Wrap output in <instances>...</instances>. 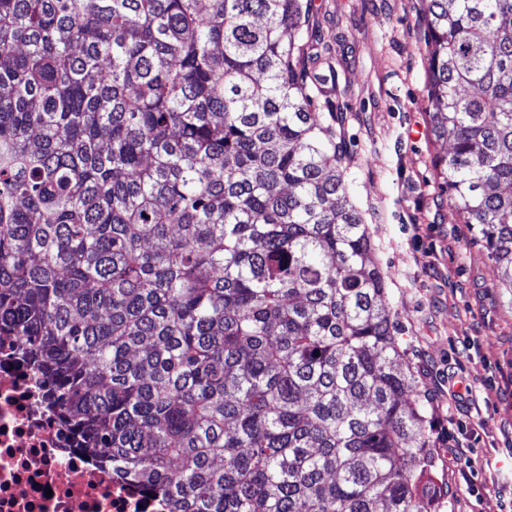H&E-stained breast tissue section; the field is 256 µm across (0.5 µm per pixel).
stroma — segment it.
I'll use <instances>...</instances> for the list:
<instances>
[{
	"mask_svg": "<svg viewBox=\"0 0 512 512\" xmlns=\"http://www.w3.org/2000/svg\"><path fill=\"white\" fill-rule=\"evenodd\" d=\"M421 0H312L309 49L334 68L336 139L387 284L394 335L426 405L445 493L433 512H499L512 500V294L433 165ZM460 400L451 403V392ZM471 465L456 472L448 450Z\"/></svg>",
	"mask_w": 512,
	"mask_h": 512,
	"instance_id": "obj_1",
	"label": "stroma"
}]
</instances>
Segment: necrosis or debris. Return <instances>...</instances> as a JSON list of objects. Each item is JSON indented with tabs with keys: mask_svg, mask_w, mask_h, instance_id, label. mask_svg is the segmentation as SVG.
I'll list each match as a JSON object with an SVG mask.
<instances>
[{
	"mask_svg": "<svg viewBox=\"0 0 512 512\" xmlns=\"http://www.w3.org/2000/svg\"><path fill=\"white\" fill-rule=\"evenodd\" d=\"M0 336V512H163V501L76 448L22 360Z\"/></svg>",
	"mask_w": 512,
	"mask_h": 512,
	"instance_id": "necrosis-or-debris-1",
	"label": "necrosis or debris"
}]
</instances>
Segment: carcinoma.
I'll use <instances>...</instances> for the list:
<instances>
[{
    "mask_svg": "<svg viewBox=\"0 0 512 512\" xmlns=\"http://www.w3.org/2000/svg\"><path fill=\"white\" fill-rule=\"evenodd\" d=\"M435 160L512 292V0H421ZM312 0H0V336L167 512H431Z\"/></svg>",
    "mask_w": 512,
    "mask_h": 512,
    "instance_id": "1",
    "label": "carcinoma"
}]
</instances>
